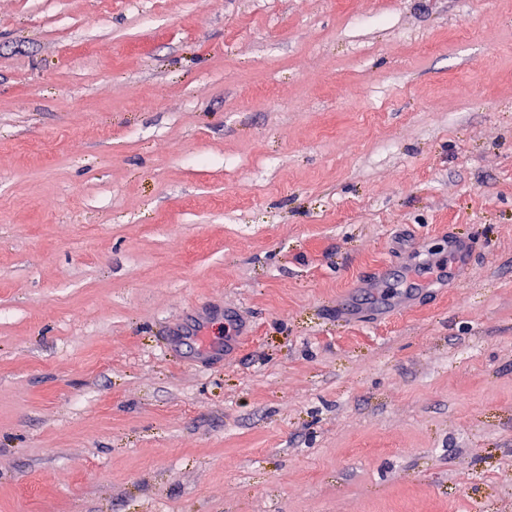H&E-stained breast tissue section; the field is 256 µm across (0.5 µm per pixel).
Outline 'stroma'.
Segmentation results:
<instances>
[{
    "instance_id": "stroma-1",
    "label": "stroma",
    "mask_w": 512,
    "mask_h": 512,
    "mask_svg": "<svg viewBox=\"0 0 512 512\" xmlns=\"http://www.w3.org/2000/svg\"><path fill=\"white\" fill-rule=\"evenodd\" d=\"M0 512H512V0H0Z\"/></svg>"
}]
</instances>
